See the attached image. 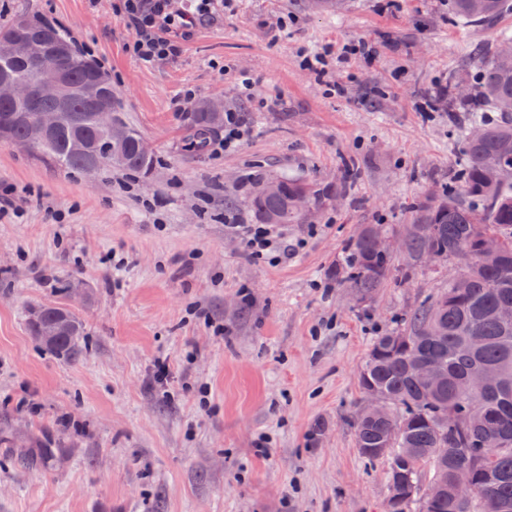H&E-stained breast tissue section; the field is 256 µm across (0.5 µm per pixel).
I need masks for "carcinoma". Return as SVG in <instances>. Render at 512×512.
<instances>
[{
	"instance_id": "obj_1",
	"label": "carcinoma",
	"mask_w": 512,
	"mask_h": 512,
	"mask_svg": "<svg viewBox=\"0 0 512 512\" xmlns=\"http://www.w3.org/2000/svg\"><path fill=\"white\" fill-rule=\"evenodd\" d=\"M512 0H450L449 15L456 22L493 30L491 46L477 49L472 62L478 81L460 97L457 83L448 82L446 99L437 105L447 110L448 124L458 129L462 162L453 181L432 201L413 202L410 223L405 225V267L402 278L425 266L424 257L446 262L464 256L463 273L448 280L436 296L422 300L404 319L403 327L373 338L358 384L365 393L377 392L389 406L387 417L360 409L353 420L356 448L363 459L387 461V485L395 496L393 512H408L411 497L398 494L405 480L419 485L428 473L429 486L422 512H462L453 495L460 480L478 486L468 512H512V320L497 313L512 309V56L499 46L512 43V32L496 29ZM30 30L20 55L0 52V81L34 85L46 63L78 88L93 78L103 82L101 94L112 111L117 99L112 84L99 67L79 53L70 34L44 20L23 18L0 31L3 41L20 26ZM40 108L61 113L59 128L35 138L32 113L18 104L0 102V118L11 117L10 141L50 159L65 173H108L114 168L145 175L154 157L140 152L141 136L117 122L124 137L116 140L96 125L94 111L76 92L62 101L46 99ZM220 126L207 104L192 114L190 145L203 146L204 138ZM481 137L473 138L474 131ZM279 195L256 192L251 207L258 219L276 217L278 224H297L304 219L303 204L320 200L313 184L280 177ZM494 236L500 258L486 264L479 256L482 240ZM397 253L379 251L364 235L352 240L335 274L349 282L359 299H372L393 271ZM58 322L62 334L48 342L38 336L37 325ZM31 335L47 350L63 356L81 351L83 324L62 304H43L31 313ZM431 365L437 373L426 380L417 365ZM489 372L492 379L466 390V379ZM413 450L421 461L419 471L405 469L404 450Z\"/></svg>"
}]
</instances>
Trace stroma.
<instances>
[{"instance_id":"1","label":"stroma","mask_w":512,"mask_h":512,"mask_svg":"<svg viewBox=\"0 0 512 512\" xmlns=\"http://www.w3.org/2000/svg\"><path fill=\"white\" fill-rule=\"evenodd\" d=\"M114 2L0 0V30L21 17L69 30L156 158L132 186L0 142V187L23 206L0 215V512H385L386 463L355 445L357 377L372 338L443 288L448 267L392 274L370 303L331 271L364 225L400 231L454 174L447 113L418 105L449 79L476 81L462 57L490 32L451 21L448 0H346L337 13L233 0L177 57L145 64ZM359 40L375 44L371 62L346 58ZM326 45L324 75L303 69L301 52ZM210 100L241 116L237 150L189 146L191 113ZM349 163L357 179L340 195ZM284 175L321 202L283 225L292 256L252 261L224 217L255 223L251 197ZM49 302L81 319L82 356L29 333Z\"/></svg>"}]
</instances>
